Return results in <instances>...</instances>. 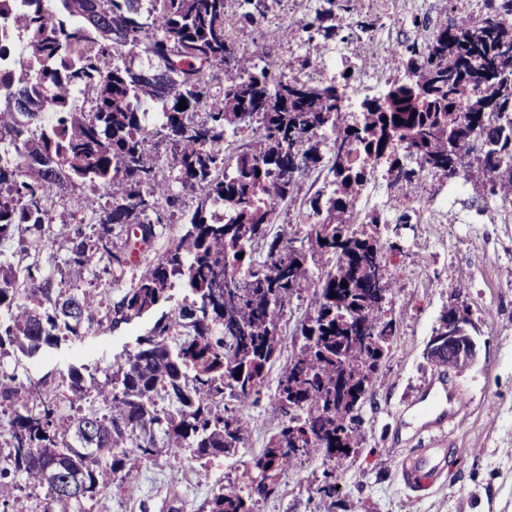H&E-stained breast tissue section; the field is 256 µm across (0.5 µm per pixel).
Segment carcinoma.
<instances>
[{
	"label": "carcinoma",
	"mask_w": 512,
	"mask_h": 512,
	"mask_svg": "<svg viewBox=\"0 0 512 512\" xmlns=\"http://www.w3.org/2000/svg\"><path fill=\"white\" fill-rule=\"evenodd\" d=\"M231 2L20 0L13 8L0 0V42L17 39L28 59L24 69L0 67V359L84 336L102 310L116 328L173 289L187 292L104 379L74 364L61 374L74 398L93 393L98 408L67 415L47 377L0 374V410L9 413L0 512H10L5 492L19 475L45 491L42 512H85L84 502L124 487L134 451L206 465L242 447V406L260 394L280 357L282 317L304 294L313 310L280 368L271 401L277 432L244 469L247 482L219 484L207 512H256L280 475L312 454L348 459L397 331L388 308L396 281L383 255L402 247L363 231L381 214L356 224L373 163L387 161L404 198L418 192L428 167L474 182L480 214L481 200L512 205V0H482L478 18L459 12L432 24L414 15L411 26L430 29L428 37L405 36L389 50L406 77L355 113L344 101L345 70L314 82L271 54L238 55L235 30L263 29L278 0H240L234 14ZM358 3L314 0L299 24L269 38L327 47L360 34L363 60L374 52L379 18ZM147 103L160 108L153 124ZM153 134L170 145L167 177L149 150ZM321 168L323 186L312 193L306 181ZM90 186L107 195L105 207L91 208L92 222L54 223L56 204ZM188 193L201 204L184 233L103 308L96 288L124 274L130 237L160 239ZM285 200L301 201L295 223L309 221L305 231L271 233ZM15 241L34 253L22 269L8 256ZM55 246L71 268L104 266L88 287L61 288ZM450 321L472 335L467 310L451 305L424 356L458 372L448 344L436 345ZM318 494L336 498L335 470L324 471Z\"/></svg>",
	"instance_id": "1"
}]
</instances>
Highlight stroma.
Instances as JSON below:
<instances>
[{"mask_svg": "<svg viewBox=\"0 0 512 512\" xmlns=\"http://www.w3.org/2000/svg\"><path fill=\"white\" fill-rule=\"evenodd\" d=\"M363 12L381 16L384 27L405 32L413 14L453 18L451 0H363ZM240 44L285 60L308 54L312 65L300 78L324 79L321 60L347 53L353 42L323 49H301L287 39L270 42L251 30L238 33ZM460 200L435 224H418L401 240L404 272L397 281L390 308L399 322L383 362L385 383L360 410L363 441L350 458L336 466L333 512H512V208L489 203L485 223H477ZM464 301L480 331L474 364L448 381L462 392L467 408L443 435L452 461L420 497H409L399 474L400 458L420 447L411 403L418 388L434 372L423 356L425 343L440 314L454 300ZM158 311L111 328L93 323L90 333L61 342L34 358L10 354L0 359L6 373H59L82 365L96 376L112 369L116 357L131 350L138 335L149 330ZM278 368H271L260 398L248 409L250 425L245 447L216 465L197 468L193 483H172L163 461L136 459L129 480L136 497L112 493L97 497L86 512H199L217 483L238 477L259 455L277 430L270 411ZM325 465L313 457L302 468L281 475L278 492L259 503L258 512H316L315 493Z\"/></svg>", "mask_w": 512, "mask_h": 512, "instance_id": "obj_1", "label": "stroma"}]
</instances>
